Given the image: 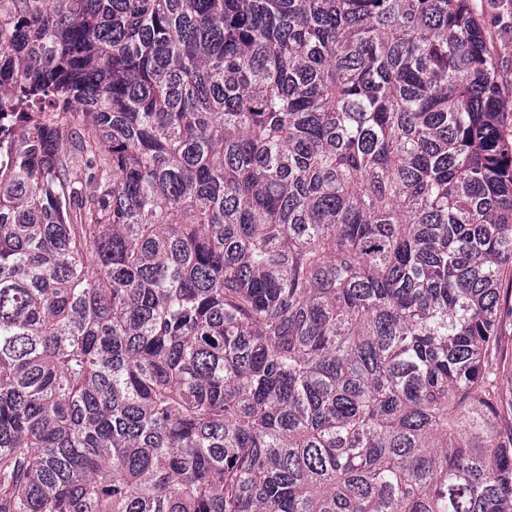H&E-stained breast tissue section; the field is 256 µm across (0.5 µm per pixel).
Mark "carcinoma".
Here are the masks:
<instances>
[{
  "mask_svg": "<svg viewBox=\"0 0 512 512\" xmlns=\"http://www.w3.org/2000/svg\"><path fill=\"white\" fill-rule=\"evenodd\" d=\"M469 0H0V512H512V141ZM498 359L501 365L505 366V383L510 382V373L512 372V318L503 325L499 344Z\"/></svg>",
  "mask_w": 512,
  "mask_h": 512,
  "instance_id": "obj_1",
  "label": "carcinoma"
}]
</instances>
